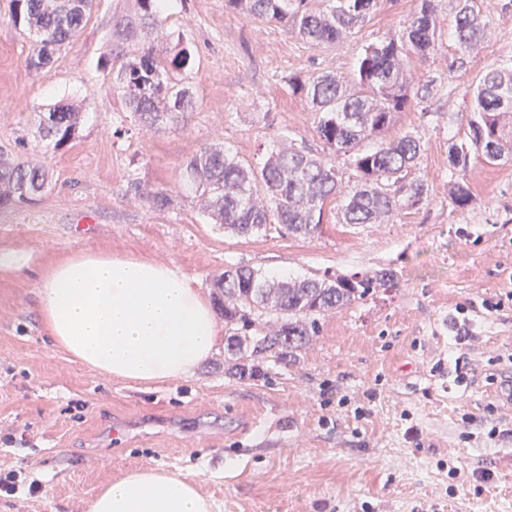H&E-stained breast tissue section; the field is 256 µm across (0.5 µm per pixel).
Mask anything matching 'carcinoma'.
I'll use <instances>...</instances> for the list:
<instances>
[{
	"label": "carcinoma",
	"mask_w": 512,
	"mask_h": 512,
	"mask_svg": "<svg viewBox=\"0 0 512 512\" xmlns=\"http://www.w3.org/2000/svg\"><path fill=\"white\" fill-rule=\"evenodd\" d=\"M133 6L112 17L113 90L126 110L150 128L185 124L194 110L189 87L174 78L190 60L187 48L162 43L131 44L154 36L168 40L169 0H131ZM310 0H226L248 15L283 26L320 47L339 42L365 23L377 0H330L312 9ZM94 0H10L12 16L23 19L34 49L27 67L51 65L55 55L84 28ZM489 23L478 0H458L453 37L458 68L485 40ZM436 49L434 0H419L418 10L401 29L368 45L352 71H324L307 83L292 82L318 114L317 134L334 155L347 157L355 173L343 197L339 223L383 224L402 206L430 197L422 179H407L422 153L413 135L387 137L397 113L411 101L432 95L434 80H415L411 57ZM474 116L468 139L448 147V192L459 208L473 201L465 179L472 159L493 164L512 155V66L492 65L472 88ZM82 115L74 104L39 110L38 133L56 150L69 143ZM199 209L236 236H313L321 231L325 206L340 197L342 173L335 162L294 144L267 153L258 166L245 164L229 149L205 146L182 165ZM49 185L43 165L29 159L0 160V208L27 204ZM396 286L389 269L350 277L325 274L274 280L244 266L226 267L213 281L224 308V372L240 379L255 375L264 361L283 365L295 359L318 332V318Z\"/></svg>",
	"instance_id": "carcinoma-1"
}]
</instances>
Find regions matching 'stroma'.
<instances>
[{
    "mask_svg": "<svg viewBox=\"0 0 512 512\" xmlns=\"http://www.w3.org/2000/svg\"><path fill=\"white\" fill-rule=\"evenodd\" d=\"M126 5L96 0L75 40L35 72L33 44L0 0V147L41 160L50 185L34 204L0 209V249L33 258L31 270L0 271V471L27 477L0 494V512H87L111 478L144 466L194 479L219 512H512V406L493 384L512 373V160H473L474 202L460 208L448 196V145L468 133L471 84L512 60V0H480L491 31L460 70L457 0H435L437 50L411 69L436 88L390 131L420 138L411 175L430 198L390 223L358 226L338 223L334 201L321 233L306 238L225 234L199 210L181 165L215 144L253 165L285 136L327 155L289 78L351 71L418 0H378L355 33L321 47L225 0H174L167 29L190 52L183 75L195 107L187 125L158 132L126 112L103 69L112 14ZM63 99L83 105L84 118L54 151L35 114ZM134 180L172 206L136 196ZM81 249L176 266L208 299L214 277L240 265L280 279L389 268L398 286L322 316L289 364L233 378L219 347L191 377L139 389L43 331L36 272ZM488 301L500 310H485ZM148 417L154 439L112 441L114 420L135 427ZM32 480L42 486L34 496Z\"/></svg>",
    "mask_w": 512,
    "mask_h": 512,
    "instance_id": "stroma-1",
    "label": "stroma"
}]
</instances>
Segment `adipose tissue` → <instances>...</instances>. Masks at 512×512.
I'll return each mask as SVG.
<instances>
[{
	"label": "adipose tissue",
	"instance_id": "adipose-tissue-1",
	"mask_svg": "<svg viewBox=\"0 0 512 512\" xmlns=\"http://www.w3.org/2000/svg\"><path fill=\"white\" fill-rule=\"evenodd\" d=\"M49 340L101 373L149 386L189 377L218 328L210 303L176 267L101 250L71 252L37 279ZM89 512H212L196 484L144 467L114 479Z\"/></svg>",
	"mask_w": 512,
	"mask_h": 512
}]
</instances>
